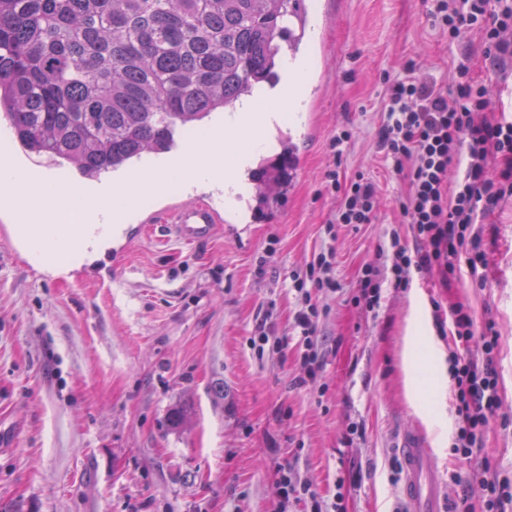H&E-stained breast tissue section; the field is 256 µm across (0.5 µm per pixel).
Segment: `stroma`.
Listing matches in <instances>:
<instances>
[{"mask_svg":"<svg viewBox=\"0 0 512 512\" xmlns=\"http://www.w3.org/2000/svg\"><path fill=\"white\" fill-rule=\"evenodd\" d=\"M303 66L309 137L267 128L277 144L258 162L286 172L238 234L197 245L163 231L131 232L122 279L101 288L89 266L51 276L0 239V512H276L279 469L292 465L325 502L359 469L346 512H404L401 432L421 431L447 484L446 507L479 508L485 465L512 471V201L483 226L486 283L414 277L384 285L380 308H356L364 264L392 234L414 245L397 207L407 184L376 149L383 76L415 63L451 89L458 51L427 19L426 0H316ZM352 143L335 160L329 143ZM370 172L382 205L375 223H335L325 173ZM330 255L340 291L318 297L324 367L296 385L298 301L291 271ZM461 303L500 334L501 408L481 457L457 460L455 398L444 426L431 416L420 360L406 359L418 321ZM287 349L254 350L262 319ZM181 411L187 427H172ZM360 435L348 436L350 423Z\"/></svg>","mask_w":512,"mask_h":512,"instance_id":"stroma-1","label":"stroma"}]
</instances>
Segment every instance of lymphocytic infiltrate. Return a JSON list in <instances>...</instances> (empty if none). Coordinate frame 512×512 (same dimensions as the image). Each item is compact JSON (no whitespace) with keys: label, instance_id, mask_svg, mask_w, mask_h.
Instances as JSON below:
<instances>
[{"label":"lymphocytic infiltrate","instance_id":"lymphocytic-infiltrate-1","mask_svg":"<svg viewBox=\"0 0 512 512\" xmlns=\"http://www.w3.org/2000/svg\"><path fill=\"white\" fill-rule=\"evenodd\" d=\"M428 18L452 44L477 34L491 71L502 81L512 74V0H430ZM471 67V52H461L453 62L450 93L412 64L384 78L377 147L407 182L399 208L417 246L408 248L399 235L391 236L388 262L367 264L356 281L352 302L358 308L376 311L383 285L407 288L417 274L434 272L444 283L463 275L479 286L485 281L480 225L512 199V119L497 114L488 85L472 78ZM492 160L499 163L493 176L488 173ZM326 189L339 198L337 223H374L380 194L372 176L359 171L343 181L332 170ZM290 280L300 305L294 327L306 349L301 370L313 382L322 371L313 295L336 292L338 283L323 254L305 270L291 272ZM435 320L453 341L448 355L457 413L452 450L458 459L471 460L481 454L485 430L500 408V335L493 320L476 326L460 305L436 313Z\"/></svg>","mask_w":512,"mask_h":512}]
</instances>
